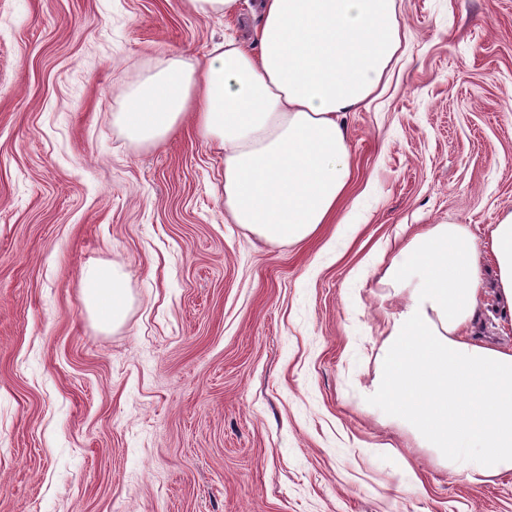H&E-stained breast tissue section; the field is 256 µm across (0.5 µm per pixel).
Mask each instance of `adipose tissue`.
<instances>
[{
    "label": "adipose tissue",
    "instance_id": "obj_1",
    "mask_svg": "<svg viewBox=\"0 0 512 512\" xmlns=\"http://www.w3.org/2000/svg\"><path fill=\"white\" fill-rule=\"evenodd\" d=\"M258 51L217 45L205 63L165 58L113 121L156 146L193 116L223 159L224 209L270 243L331 223L350 179L343 116L379 89L401 47L396 0H263ZM386 277L403 306L382 343L371 396L472 483L512 471V349L468 340L486 292L512 318V210L477 240L459 224L416 234ZM81 300L102 327L127 313L125 273L86 266Z\"/></svg>",
    "mask_w": 512,
    "mask_h": 512
}]
</instances>
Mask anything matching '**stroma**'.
Listing matches in <instances>:
<instances>
[{
	"instance_id": "obj_1",
	"label": "stroma",
	"mask_w": 512,
	"mask_h": 512,
	"mask_svg": "<svg viewBox=\"0 0 512 512\" xmlns=\"http://www.w3.org/2000/svg\"><path fill=\"white\" fill-rule=\"evenodd\" d=\"M387 88L348 113L337 214L298 244L224 221L192 123L112 121L161 59L254 48L260 0H0V512H512L376 407L384 272L435 224L512 210V0H397ZM111 264L114 330L82 307ZM476 339L512 347L487 295ZM190 8L202 15H227L232 13L237 0H187ZM81 282V300L90 317L104 328L120 325L129 305L126 274L113 265H89L82 270Z\"/></svg>"
}]
</instances>
